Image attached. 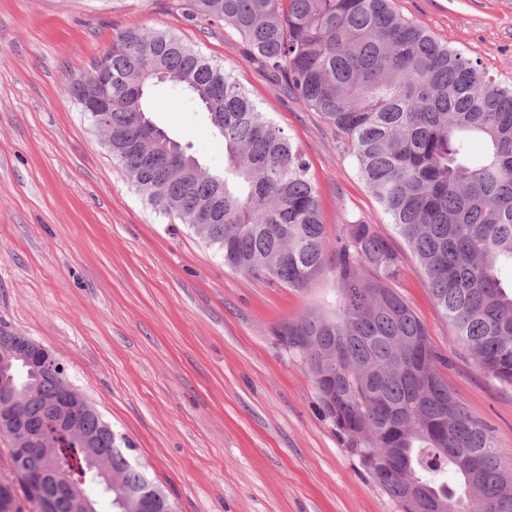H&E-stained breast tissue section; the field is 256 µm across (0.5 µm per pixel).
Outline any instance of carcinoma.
<instances>
[{
    "mask_svg": "<svg viewBox=\"0 0 512 512\" xmlns=\"http://www.w3.org/2000/svg\"><path fill=\"white\" fill-rule=\"evenodd\" d=\"M192 19L234 31L258 66L322 115L421 267L453 341L476 367L512 388V291L499 266L512 263V83L489 78L464 51L397 13L392 0H192ZM112 72L108 148L151 207L174 214L224 267L304 289L331 271L330 310L307 312L275 331L306 361L321 415L384 484L400 512H512V471L491 431L448 388L427 328L398 291V253L375 225L345 221L329 249L320 193L301 148L251 100L225 66L168 32L128 30L100 58ZM184 88L224 140V169L202 167L194 146L140 131L158 76ZM95 80L81 72L66 94L82 104ZM486 151L470 153V141ZM203 213L210 221L201 222ZM38 396V420L58 382L48 373L0 383ZM108 424L91 408L75 431L51 427L49 446L13 470H59L73 486L56 512H157L177 506L116 439L93 463L86 438ZM453 470L459 490L436 483ZM41 512L24 482L0 481V512Z\"/></svg>",
    "mask_w": 512,
    "mask_h": 512,
    "instance_id": "obj_1",
    "label": "carcinoma"
}]
</instances>
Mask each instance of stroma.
Returning <instances> with one entry per match:
<instances>
[{"label": "stroma", "mask_w": 512, "mask_h": 512, "mask_svg": "<svg viewBox=\"0 0 512 512\" xmlns=\"http://www.w3.org/2000/svg\"><path fill=\"white\" fill-rule=\"evenodd\" d=\"M190 0H0V325L49 348L125 436L178 512H398L317 411L307 366L274 331L334 304L308 288L230 272L173 216L156 213L64 88L119 33L165 31L224 64L305 153L336 237L375 225L400 255L399 290L448 358L442 375L512 466V389L455 345L425 278L318 112L285 95L223 27L202 33ZM406 19L512 80V0H394ZM152 122L207 168L224 142L186 92L158 85Z\"/></svg>", "instance_id": "stroma-1"}]
</instances>
